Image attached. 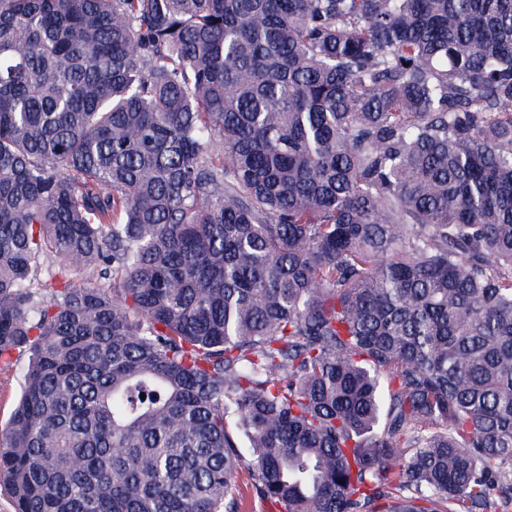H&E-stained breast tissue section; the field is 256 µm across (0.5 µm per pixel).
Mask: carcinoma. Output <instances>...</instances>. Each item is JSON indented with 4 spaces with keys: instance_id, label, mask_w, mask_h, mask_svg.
I'll use <instances>...</instances> for the list:
<instances>
[{
    "instance_id": "obj_1",
    "label": "carcinoma",
    "mask_w": 512,
    "mask_h": 512,
    "mask_svg": "<svg viewBox=\"0 0 512 512\" xmlns=\"http://www.w3.org/2000/svg\"><path fill=\"white\" fill-rule=\"evenodd\" d=\"M15 350V512H512V0H0Z\"/></svg>"
}]
</instances>
